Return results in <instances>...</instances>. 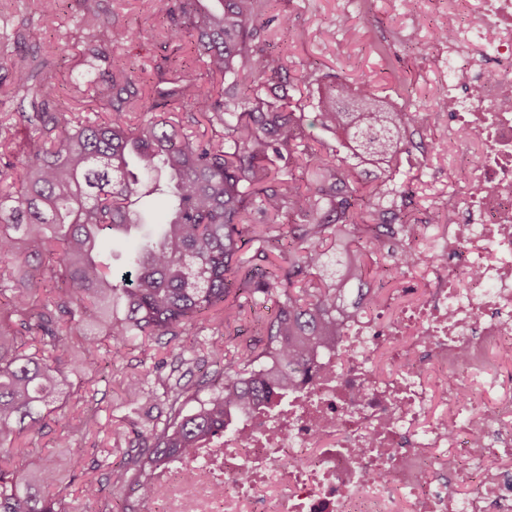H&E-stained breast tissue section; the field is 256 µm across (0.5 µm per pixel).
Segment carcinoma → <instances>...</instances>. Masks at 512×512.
<instances>
[{
	"mask_svg": "<svg viewBox=\"0 0 512 512\" xmlns=\"http://www.w3.org/2000/svg\"><path fill=\"white\" fill-rule=\"evenodd\" d=\"M278 0H155L167 41L182 42L204 75L156 65L143 78L117 69L102 80L87 70L74 87L102 103L106 117L53 112L46 59L0 43V68L12 97L31 111L0 116V512H82L103 491L139 512L153 471L190 457L224 436L231 415L269 405L333 349L346 319L375 294L428 261L414 248L421 220L407 210L416 176L404 157L424 152L413 140L423 117L387 106L367 86L336 75L282 74L267 52ZM114 45L138 32L107 27ZM230 79L224 93L202 77ZM149 94H140L143 86ZM170 104L179 113L159 111ZM337 147L310 143L306 108ZM155 116L136 119L135 110ZM206 123L210 133L193 127ZM383 169L373 184L364 165ZM159 193L165 208L156 233L137 203ZM135 238L113 270L103 239ZM250 321L260 337L226 354L224 381L165 383L168 412L145 448H130L105 482L75 495L53 492L28 474L12 435L47 425L63 408L53 395L76 378L67 352L93 356L92 326L113 347L139 338L190 336L224 328L237 336ZM122 383L137 403L142 379Z\"/></svg>",
	"mask_w": 512,
	"mask_h": 512,
	"instance_id": "obj_1",
	"label": "carcinoma"
}]
</instances>
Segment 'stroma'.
I'll use <instances>...</instances> for the list:
<instances>
[{
    "label": "stroma",
    "mask_w": 512,
    "mask_h": 512,
    "mask_svg": "<svg viewBox=\"0 0 512 512\" xmlns=\"http://www.w3.org/2000/svg\"><path fill=\"white\" fill-rule=\"evenodd\" d=\"M102 9L101 23L89 25L82 18L77 0H59L56 12L47 19L42 17L36 0H0V22L24 27L28 47L50 61L52 98L58 109L89 115L99 108L89 94L76 92L72 83L82 68V39L87 35L96 36L105 52L97 62L104 79L120 66L149 73L163 61L199 71V64L185 50L165 42V20L149 0H102ZM276 9L288 16L290 29L271 30L269 51L290 74H338L353 84L370 85L387 102L406 105L410 111L424 115L419 132L426 151L413 153L410 158L414 165L423 158L428 161L427 174L411 204L417 217L426 218L432 204L453 200L459 191L456 175L460 164L446 143L448 110L442 87L448 80V46L435 39L437 31L448 22V0H418L413 6L404 0H279ZM111 23L134 28L139 40L127 46L111 45L106 30ZM413 31L429 43L428 55H420L408 41L407 35ZM211 341L206 335L192 344L176 339L166 345L123 347V366L127 372L143 377L142 409L165 415L163 382L173 357L181 355L189 360L187 379L193 383L222 373L221 365L206 359ZM111 349V342L98 340L95 358L100 371L91 385L96 392L93 402L71 397L65 412L49 428L32 432L25 439L29 465L55 468L59 487L69 483L63 463L71 450H79L88 463L86 477L101 480L118 466L134 438L128 395L107 366ZM90 412L111 425V432L84 433L81 423ZM63 429L71 433L67 449L53 445Z\"/></svg>",
    "instance_id": "35a3bbf8"
}]
</instances>
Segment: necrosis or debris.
I'll return each instance as SVG.
<instances>
[{"instance_id": "obj_1", "label": "necrosis or debris", "mask_w": 512, "mask_h": 512, "mask_svg": "<svg viewBox=\"0 0 512 512\" xmlns=\"http://www.w3.org/2000/svg\"><path fill=\"white\" fill-rule=\"evenodd\" d=\"M448 14V140L478 158L421 297L346 321L273 412L168 462L145 512H512V0Z\"/></svg>"}]
</instances>
